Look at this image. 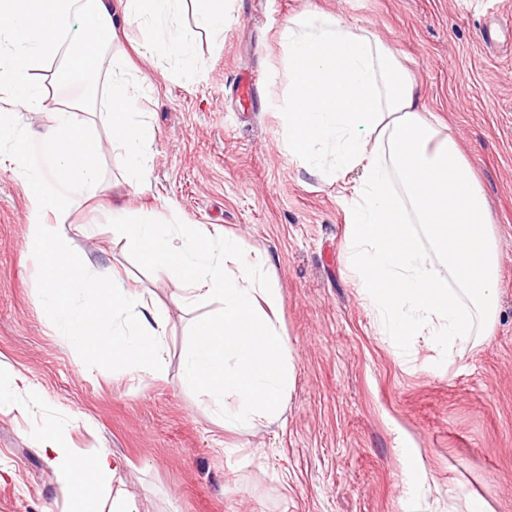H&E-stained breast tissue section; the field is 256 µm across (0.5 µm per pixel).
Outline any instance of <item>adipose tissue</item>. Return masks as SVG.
I'll return each instance as SVG.
<instances>
[{"instance_id": "1", "label": "adipose tissue", "mask_w": 512, "mask_h": 512, "mask_svg": "<svg viewBox=\"0 0 512 512\" xmlns=\"http://www.w3.org/2000/svg\"><path fill=\"white\" fill-rule=\"evenodd\" d=\"M185 0H0V165H14L27 184L33 215L28 238L55 257L40 306L57 336L75 344L88 365L164 374V310L131 291L118 271L90 273L67 250L76 226L65 217L74 202L46 192L40 171L25 162L26 135L18 115L44 109L47 88L34 78L45 61L63 55L81 98L49 111L39 134L51 176L73 182L83 199L103 190L92 117L102 76L99 45L138 24L152 50L172 56L184 78L196 69L195 37L178 21ZM288 60V121L284 144L311 173L364 176L347 203L342 247L380 335L410 353L418 337L441 352L470 340L476 321L497 310L498 250L482 186L450 135L423 115L418 82L370 31L317 11L289 17L280 33ZM112 145L130 179L150 177L151 122L135 119L145 83L127 60L109 76ZM127 247L156 269L181 277L182 301L218 299L182 359L181 385L205 395L228 427L282 420L294 384L291 347L272 309L280 292L262 257L239 238L203 224H168L154 210L133 221L112 216ZM55 425L41 444L55 469L69 512H100L121 464L106 448L77 454ZM88 480L92 492L79 490Z\"/></svg>"}]
</instances>
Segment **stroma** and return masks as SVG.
<instances>
[{
  "instance_id": "obj_1",
  "label": "stroma",
  "mask_w": 512,
  "mask_h": 512,
  "mask_svg": "<svg viewBox=\"0 0 512 512\" xmlns=\"http://www.w3.org/2000/svg\"><path fill=\"white\" fill-rule=\"evenodd\" d=\"M317 9L368 29L404 57L426 115L439 119L487 196L499 253L493 323L441 361L426 338L412 356L379 335L345 268L343 180L307 172L283 142L289 16ZM195 32L197 71L133 46L128 27L108 57L132 54L150 82L137 109L156 129L146 188L126 183L111 145L107 103L96 105L97 159L110 188L73 210L74 256L116 267L161 304L165 374L154 379L83 367L37 300L47 259L29 253L26 187L0 169V360L39 383L24 412L0 413V512H63V493L39 443L50 421L69 446L106 448L122 463L111 497L135 512H512V0H229L224 31ZM257 78L251 95L243 74ZM153 209L169 224H207L261 254L278 282L276 326L292 346L295 383L283 420L228 428L180 383L194 327L220 306L183 303L177 282L125 247L113 207ZM90 417L93 430L82 419Z\"/></svg>"
}]
</instances>
